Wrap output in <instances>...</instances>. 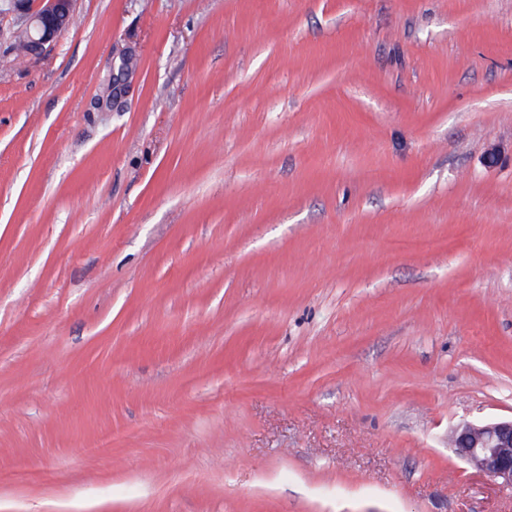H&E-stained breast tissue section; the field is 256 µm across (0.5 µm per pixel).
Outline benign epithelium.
Segmentation results:
<instances>
[{
	"label": "benign epithelium",
	"mask_w": 512,
	"mask_h": 512,
	"mask_svg": "<svg viewBox=\"0 0 512 512\" xmlns=\"http://www.w3.org/2000/svg\"><path fill=\"white\" fill-rule=\"evenodd\" d=\"M4 13L24 18L26 53L39 55L72 23L74 0H0ZM449 442L461 460L512 491V418L459 424Z\"/></svg>",
	"instance_id": "1"
}]
</instances>
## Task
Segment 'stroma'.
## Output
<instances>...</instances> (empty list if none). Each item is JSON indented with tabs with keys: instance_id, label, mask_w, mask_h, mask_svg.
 <instances>
[{
	"instance_id": "stroma-1",
	"label": "stroma",
	"mask_w": 512,
	"mask_h": 512,
	"mask_svg": "<svg viewBox=\"0 0 512 512\" xmlns=\"http://www.w3.org/2000/svg\"><path fill=\"white\" fill-rule=\"evenodd\" d=\"M74 11L0 15V512H512V0ZM75 0H2L0 14L14 13L24 18L29 55H39L52 46L72 23ZM35 2L38 6L35 7ZM5 7V8H3ZM448 439L461 460L512 491V417L459 424Z\"/></svg>"
}]
</instances>
